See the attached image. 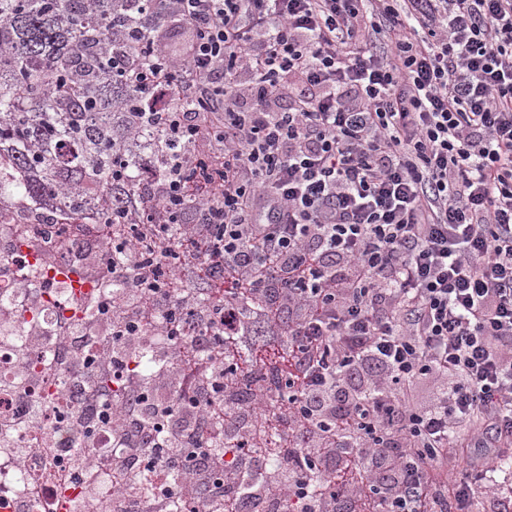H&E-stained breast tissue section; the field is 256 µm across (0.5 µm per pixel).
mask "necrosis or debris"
Instances as JSON below:
<instances>
[{
  "label": "necrosis or debris",
  "mask_w": 512,
  "mask_h": 512,
  "mask_svg": "<svg viewBox=\"0 0 512 512\" xmlns=\"http://www.w3.org/2000/svg\"><path fill=\"white\" fill-rule=\"evenodd\" d=\"M51 225L46 211L28 200L0 205V418L20 411L26 400L46 409L27 430L33 449L26 458H19L14 435L0 437V512H58L65 498L73 512H110L121 491L141 497L143 512H169L162 495L141 493L122 479L127 451L110 433L95 437L91 457L74 450L77 420L69 414L67 392L46 373L45 364L68 366L69 354L54 343L62 329L83 345L108 335L110 324L100 314L72 318L71 284L55 270L60 265L78 269L82 262L65 243L49 248L42 232ZM32 334L44 338L40 352L23 348Z\"/></svg>",
  "instance_id": "4bbe7bcc"
}]
</instances>
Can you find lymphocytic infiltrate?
Listing matches in <instances>:
<instances>
[{"instance_id":"obj_1","label":"lymphocytic infiltrate","mask_w":512,"mask_h":512,"mask_svg":"<svg viewBox=\"0 0 512 512\" xmlns=\"http://www.w3.org/2000/svg\"><path fill=\"white\" fill-rule=\"evenodd\" d=\"M158 2L183 54L122 69L182 150L141 223L65 229L124 285L73 410L182 512H512V0ZM247 293L277 356L224 355ZM146 347L178 405L131 372Z\"/></svg>"}]
</instances>
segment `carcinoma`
<instances>
[{"label":"carcinoma","mask_w":512,"mask_h":512,"mask_svg":"<svg viewBox=\"0 0 512 512\" xmlns=\"http://www.w3.org/2000/svg\"><path fill=\"white\" fill-rule=\"evenodd\" d=\"M150 0H0V202L20 196L57 218L90 224L110 216L98 187L121 169L112 204L132 203L141 154L159 151L145 93L115 67L135 43L155 33ZM59 76L73 80L55 93ZM143 385L160 362L135 358Z\"/></svg>","instance_id":"1"}]
</instances>
